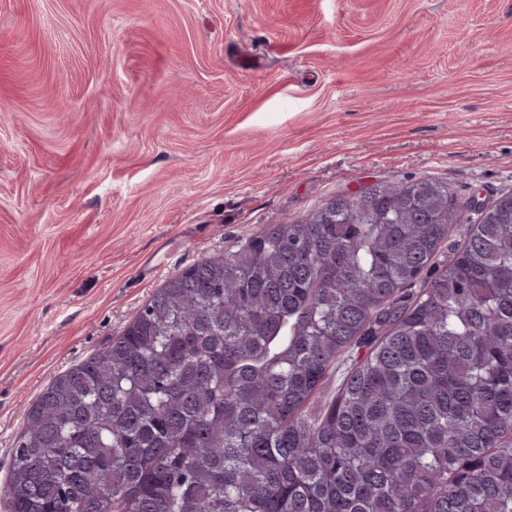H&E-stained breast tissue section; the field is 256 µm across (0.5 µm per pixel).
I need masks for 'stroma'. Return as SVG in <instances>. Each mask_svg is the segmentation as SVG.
I'll list each match as a JSON object with an SVG mask.
<instances>
[{
  "label": "stroma",
  "instance_id": "35a3bbf8",
  "mask_svg": "<svg viewBox=\"0 0 512 512\" xmlns=\"http://www.w3.org/2000/svg\"><path fill=\"white\" fill-rule=\"evenodd\" d=\"M388 177L512 191V0H0V482L170 277Z\"/></svg>",
  "mask_w": 512,
  "mask_h": 512
}]
</instances>
